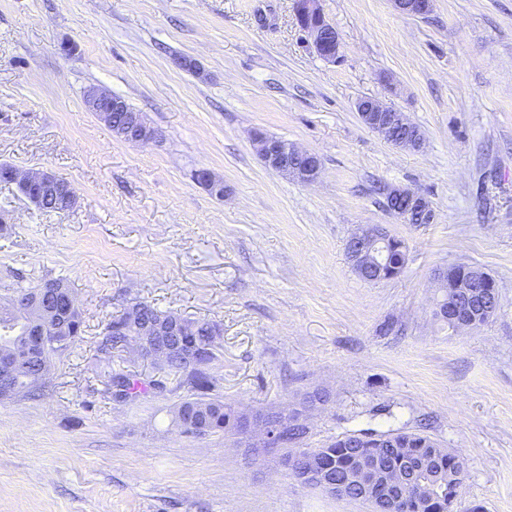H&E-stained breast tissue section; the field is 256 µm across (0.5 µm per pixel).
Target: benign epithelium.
Returning <instances> with one entry per match:
<instances>
[{
	"label": "benign epithelium",
	"instance_id": "obj_1",
	"mask_svg": "<svg viewBox=\"0 0 512 512\" xmlns=\"http://www.w3.org/2000/svg\"><path fill=\"white\" fill-rule=\"evenodd\" d=\"M320 0H294V14L298 26L311 39L315 53L323 60L334 63L340 58V40L335 27L324 15ZM394 8L405 15L420 17L433 9V0H391ZM87 109L98 120L112 127L115 135L134 144H149L160 137L158 129L151 126L140 112H131L121 121L113 122L112 113L123 111L122 100L105 88L93 87L84 95ZM354 110L359 121L368 129L380 134L388 143L404 151H417L424 142L423 135L413 134L396 139L395 129H410L413 123L398 109L385 105L377 99H358ZM253 143L264 164L301 184L315 182L321 173L319 157L307 150L282 139H270L256 131ZM10 182L16 184L20 195L31 205L53 201L69 212L77 206L78 195L72 183L51 172L23 173L13 167L9 171ZM196 181L210 194L222 198L227 193L224 182L208 169H200ZM386 210L404 224H413L420 219L432 224L435 211L427 197L420 191L403 186L386 188ZM346 254L352 267L363 280L377 282L392 278L385 261L386 229L381 225L361 226L348 239ZM440 287L453 294V299H444L437 305L436 314L457 330L470 329L481 325L471 308L462 298L468 295L471 275L456 266L448 268L438 276ZM17 316L27 319L34 335L0 352V399L17 397V380L27 376L30 380L44 383L49 378L50 366L42 361L30 368L29 361L47 342V332L59 330V320L69 318L79 311L72 290L64 283L48 281L41 287L14 295L8 303ZM142 305L135 303L124 313L126 323L132 327L135 339L131 348L134 354L151 363L178 357L192 372L203 364L202 355L193 338L191 324L174 313L160 315L153 321L143 319ZM320 405L319 401L295 403L284 416L270 409H246L241 413V438L244 454L251 459L259 452L275 457L279 467L286 471L288 459L281 454L289 425L307 424ZM426 462L416 464L401 462L388 468L375 470L366 464L364 457L355 458L354 465L343 479L329 478L330 466L319 452L308 454L302 469L295 472L293 479L304 485H318L325 493L342 497L347 488L358 487L362 497L376 502L381 496H394L396 501L411 499L416 504L431 500L433 491L430 484L416 474L425 469Z\"/></svg>",
	"mask_w": 512,
	"mask_h": 512
}]
</instances>
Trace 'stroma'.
Wrapping results in <instances>:
<instances>
[{
	"mask_svg": "<svg viewBox=\"0 0 512 512\" xmlns=\"http://www.w3.org/2000/svg\"><path fill=\"white\" fill-rule=\"evenodd\" d=\"M294 0H0V163L53 171L70 212L28 206L0 182V300L66 278L83 317L36 398L0 401V512H371L305 488L233 439L181 433L190 395L114 399L108 321L148 301L222 325L214 395L286 406L325 390L305 447L364 432H422L466 463L454 512H512V0H320L338 62L315 53ZM191 56L201 74L181 69ZM103 87L161 133L142 146L84 106ZM394 105L419 127L402 151L354 102ZM261 130L315 153L317 182L265 167ZM207 169L228 189L195 180ZM423 192L431 224L389 214L385 185ZM379 224L405 243L393 279L363 281L345 244ZM478 267L499 311L455 330L435 315L438 272Z\"/></svg>",
	"mask_w": 512,
	"mask_h": 512,
	"instance_id": "35a3bbf8",
	"label": "stroma"
}]
</instances>
